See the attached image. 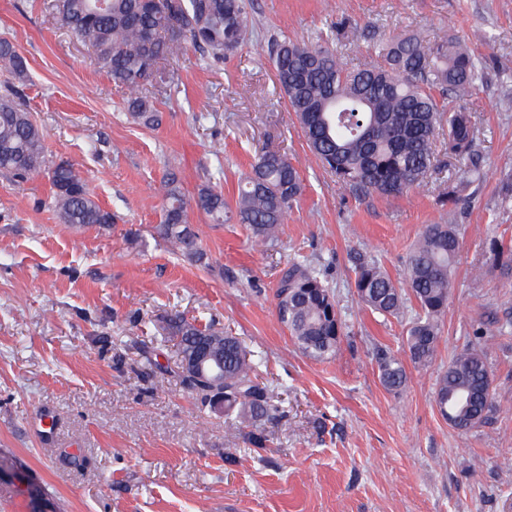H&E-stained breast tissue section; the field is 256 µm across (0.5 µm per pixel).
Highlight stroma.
Returning <instances> with one entry per match:
<instances>
[{"instance_id": "obj_1", "label": "stroma", "mask_w": 512, "mask_h": 512, "mask_svg": "<svg viewBox=\"0 0 512 512\" xmlns=\"http://www.w3.org/2000/svg\"><path fill=\"white\" fill-rule=\"evenodd\" d=\"M248 42L223 61L197 52L144 85L161 114L146 127L129 94L44 0H0V36L28 66L0 65L45 132L50 160L67 159L111 211L110 226L61 223L46 175L0 176V512H512V276L494 239L512 240V0H247ZM358 29L356 45L346 33ZM334 33L339 52L377 59L386 39L456 35L482 63L476 96L481 178L440 158L419 191L358 198L309 154L275 82L272 38ZM264 149L286 152L304 190L274 253L246 225L215 224L192 200L203 186L234 202ZM176 169L204 253L172 252L158 232V189ZM456 225L460 249L432 364H407L397 393L375 354L406 357L415 315L372 312L355 289L359 261L402 282L429 224ZM298 259L331 288L342 325L335 355L317 361L279 323L275 292ZM231 331L262 359L279 412L228 434L222 419L172 375L179 361L161 327L172 312ZM483 348L493 378L489 420L458 430L439 414L437 377ZM165 367L154 374L150 363Z\"/></svg>"}]
</instances>
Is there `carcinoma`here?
<instances>
[{
	"label": "carcinoma",
	"instance_id": "carcinoma-1",
	"mask_svg": "<svg viewBox=\"0 0 512 512\" xmlns=\"http://www.w3.org/2000/svg\"><path fill=\"white\" fill-rule=\"evenodd\" d=\"M53 8L70 33L91 47L99 67L132 94L130 115L145 125L159 124L153 102L139 94L150 67L180 60L189 47L203 58L222 60L247 40L245 0H55ZM271 56L276 83L309 151L356 196L400 195L420 187L438 151L460 164L476 154L471 103L479 90V62L453 36H443L433 51L415 34L392 38L383 43L377 63L357 68L347 67L322 37L275 39ZM0 64L19 79L27 77L24 57L6 37H0ZM40 173L51 181L52 208L62 223H112V212L96 202L73 164L48 162L45 133L15 94H0V174L24 181ZM163 188L159 234L172 250L199 254L176 176L168 175ZM302 192L300 173L288 156L264 151L241 178L235 205L210 186L198 191L195 205L215 224L235 219L248 225L254 241L269 249L277 245L288 209ZM457 249L454 225L429 224L410 250L404 285L375 262H363L356 271L357 295L372 311L395 316L407 298L416 302L405 345L418 367L430 366L435 356ZM490 253L504 274L512 273L511 245L495 241ZM276 310L302 353L317 360L335 353L341 335L337 306L315 270L299 262L287 265L276 290ZM165 331L177 339L182 358L206 344L224 360L223 388L217 390L177 371L201 405L222 402L224 415L241 421L271 415L273 391L259 381L254 354L237 337L202 329L180 315L168 319ZM376 363L385 388L397 392L405 385L406 367L391 351L379 350ZM435 404L456 429L486 422L494 394L484 351L470 348L451 360L439 377Z\"/></svg>",
	"mask_w": 512,
	"mask_h": 512
}]
</instances>
